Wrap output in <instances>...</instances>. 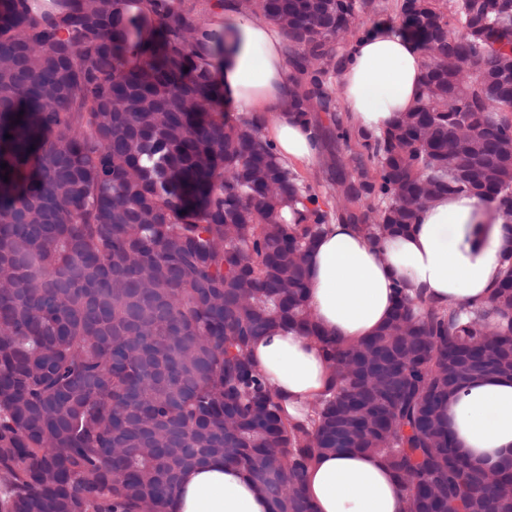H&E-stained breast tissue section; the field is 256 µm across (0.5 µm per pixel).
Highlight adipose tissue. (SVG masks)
<instances>
[{
    "instance_id": "1",
    "label": "adipose tissue",
    "mask_w": 512,
    "mask_h": 512,
    "mask_svg": "<svg viewBox=\"0 0 512 512\" xmlns=\"http://www.w3.org/2000/svg\"><path fill=\"white\" fill-rule=\"evenodd\" d=\"M212 24L224 36L213 75L236 117H266L263 136L288 166H320L315 121L288 111L290 67L280 29L241 15L231 0L214 9ZM351 54L339 83L342 106L355 127L380 134L417 98L424 73L420 42L383 17ZM510 249L512 231L490 204L468 194L442 196L415 224L377 242L356 225L335 222L307 254V301L324 334L355 343L388 321L400 288L424 310L489 303ZM249 354L290 421L308 422L312 403L334 384L323 349L299 330L275 329L255 340ZM445 414L471 466L492 470L512 462V375L465 383L449 396ZM302 491L315 512H404L406 499L403 482L382 456L354 451L318 456ZM168 512H269V505L247 471L214 459L183 475Z\"/></svg>"
}]
</instances>
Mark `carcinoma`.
<instances>
[{"label":"carcinoma","instance_id":"carcinoma-1","mask_svg":"<svg viewBox=\"0 0 512 512\" xmlns=\"http://www.w3.org/2000/svg\"><path fill=\"white\" fill-rule=\"evenodd\" d=\"M223 0H0V512H167L214 457L270 512H314L315 457L382 455L406 512H512V462L464 464L442 404L512 375V251L491 310L415 313L344 344L319 331L305 258L325 225L379 239L443 195L512 226V0H234L283 34L288 109L326 114L347 163L304 179L231 119L211 72ZM394 9L421 39L411 110L376 136L335 95L349 44ZM498 63L480 81L465 67ZM328 184L336 203L319 188ZM288 326L336 383L286 420L248 355Z\"/></svg>","mask_w":512,"mask_h":512}]
</instances>
